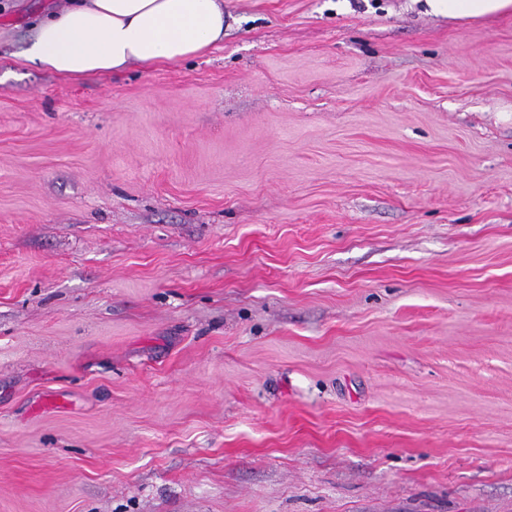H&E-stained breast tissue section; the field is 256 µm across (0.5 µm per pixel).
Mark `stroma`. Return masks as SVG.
I'll list each match as a JSON object with an SVG mask.
<instances>
[{
	"mask_svg": "<svg viewBox=\"0 0 512 512\" xmlns=\"http://www.w3.org/2000/svg\"><path fill=\"white\" fill-rule=\"evenodd\" d=\"M66 3L0 12V512H512V15L65 79Z\"/></svg>",
	"mask_w": 512,
	"mask_h": 512,
	"instance_id": "35a3bbf8",
	"label": "stroma"
}]
</instances>
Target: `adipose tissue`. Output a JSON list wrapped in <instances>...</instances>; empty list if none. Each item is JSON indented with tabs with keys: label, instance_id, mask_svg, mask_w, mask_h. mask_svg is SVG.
<instances>
[{
	"label": "adipose tissue",
	"instance_id": "1",
	"mask_svg": "<svg viewBox=\"0 0 512 512\" xmlns=\"http://www.w3.org/2000/svg\"><path fill=\"white\" fill-rule=\"evenodd\" d=\"M452 20L512 14V0H425ZM224 38V0H69L32 27L27 57L65 77L172 63Z\"/></svg>",
	"mask_w": 512,
	"mask_h": 512
}]
</instances>
